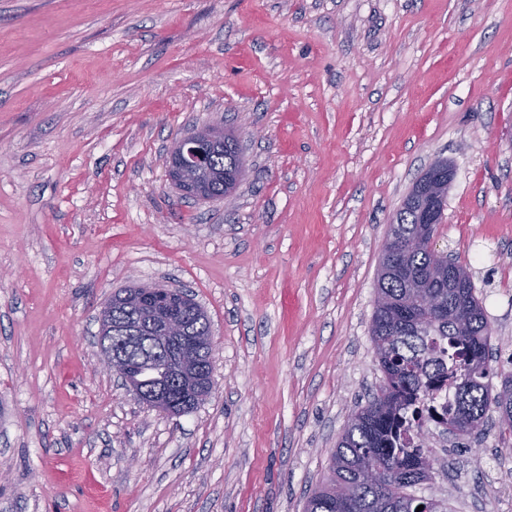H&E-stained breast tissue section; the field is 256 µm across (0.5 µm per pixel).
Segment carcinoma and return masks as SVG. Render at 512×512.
Here are the masks:
<instances>
[{"label":"carcinoma","instance_id":"1","mask_svg":"<svg viewBox=\"0 0 512 512\" xmlns=\"http://www.w3.org/2000/svg\"><path fill=\"white\" fill-rule=\"evenodd\" d=\"M237 160L230 147L211 152L207 184L214 197L235 188ZM418 220V207L403 203L393 216L398 237L383 247L389 262L379 272L371 324L382 382L349 416L331 475L305 512H416L420 505L422 512H441L440 503L409 492L435 462L428 442L415 444L410 434L423 429L424 401L445 381L452 395L439 423L465 435L469 420L493 410L500 433L512 435V372L489 364L490 331L472 277L433 247L439 225ZM421 291L434 295V306L422 303ZM110 342L143 384L161 382L153 338L113 329Z\"/></svg>","mask_w":512,"mask_h":512}]
</instances>
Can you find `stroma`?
Instances as JSON below:
<instances>
[{
	"label": "stroma",
	"instance_id": "1",
	"mask_svg": "<svg viewBox=\"0 0 512 512\" xmlns=\"http://www.w3.org/2000/svg\"><path fill=\"white\" fill-rule=\"evenodd\" d=\"M239 140L187 200L174 144ZM451 163L436 247L512 359V0H0V512H303L382 379L393 215ZM204 308L214 388L168 416L97 367L120 289ZM414 494L512 512V438L431 430ZM237 160L238 156L230 146L225 150L219 147L211 152V172L207 184L215 198L223 197L235 188L239 180L236 178Z\"/></svg>",
	"mask_w": 512,
	"mask_h": 512
}]
</instances>
